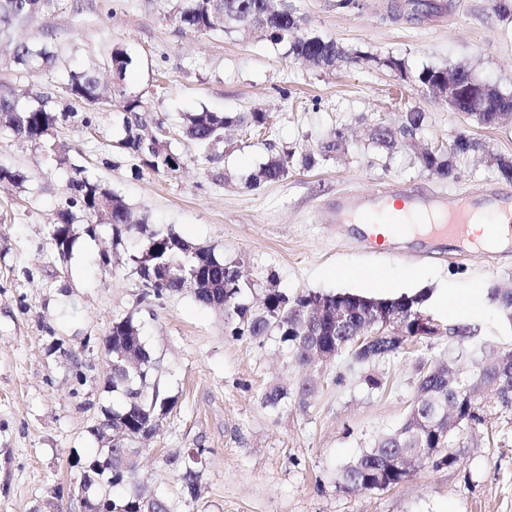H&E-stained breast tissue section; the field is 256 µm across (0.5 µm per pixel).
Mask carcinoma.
Masks as SVG:
<instances>
[{
  "instance_id": "carcinoma-1",
  "label": "carcinoma",
  "mask_w": 512,
  "mask_h": 512,
  "mask_svg": "<svg viewBox=\"0 0 512 512\" xmlns=\"http://www.w3.org/2000/svg\"><path fill=\"white\" fill-rule=\"evenodd\" d=\"M55 0H0V42L12 46L6 65L39 71L56 65L57 55L46 41L41 43L16 42L14 31L33 17L51 12ZM176 16L183 29L205 34L214 31L228 33L221 21V13L228 11L238 18L239 32L259 31L254 39L266 43L275 50L295 58H305L319 69L333 68L337 56L352 62H376L370 54L350 53L335 41L313 38L304 28V20L298 14L292 0H281L279 7L271 6L270 0H175ZM133 57L127 48L112 47L108 66L112 71V87L100 83L96 72L83 70L72 72L65 84V95L72 105L59 109L54 97L47 92L35 95L33 101L24 104L9 91H0V125L6 127L14 137L39 144L54 128L71 122L78 115L74 107L83 103L99 110L112 106L120 99L123 126L126 136L117 142L116 148L130 152L139 158L142 165L154 173L168 174L180 167L181 156L177 154L156 126L153 134H145L144 114L151 111L148 103L140 96H128L122 87L127 69ZM381 65L409 76L413 81L425 85L434 83L445 74L442 67L424 66L411 71L405 60L388 56ZM489 109L483 112L466 111L468 119L481 127L496 126L499 106L512 107V91H502L488 86ZM267 124L264 112L241 113L212 112L205 107L193 112L182 113L183 135L194 144L196 151L206 160L212 159L217 147L223 143L224 130L231 126L261 127ZM426 125V114L411 109L404 113L398 137L385 131L371 137L376 148L389 153L398 147L401 140L422 141ZM346 145L345 133L333 132L320 142L316 149L301 154L304 168L311 169L321 160ZM419 165L442 176L453 173V163L447 153L438 149H425L414 153ZM294 152L275 153L247 176L249 186L257 188L263 184L277 182L288 174L289 163ZM74 176L67 185V198L58 212L57 222L49 230L51 244L58 253L68 255L76 242V221L79 217H100L112 225L117 239L124 233L143 234L144 240L131 250L128 261L134 274H143L142 282L147 287L143 298L160 299L167 294L182 291L180 278L173 275L175 265L186 270L199 269L207 273L209 286L193 294L195 301L203 307L224 313V321L231 334L237 337L269 339L278 344L283 355L297 363L307 365L312 359L313 344H329L340 350V355L352 363L370 365L380 359L406 352L409 345L425 339L419 334V325L414 313L421 311L423 298L420 295L403 294L383 300L391 310L406 319L408 337L405 342L381 337L370 344L359 341L358 331L362 318L353 312L350 320L336 324L335 320L317 319L319 309H332L336 301L343 298L358 299L353 293H321L303 291L288 296L277 288L275 277L267 279L264 286L262 308L254 309L243 299L248 284L233 280V269L238 261H227L215 255L208 247L194 244L171 230H147L145 219L135 215L125 199L100 180L86 175V168L72 165ZM469 335L460 334L461 343L457 355L470 359L476 366L482 363L483 351L476 345L467 344ZM104 345L118 347L130 352V361L120 360L112 355L115 366L110 370L107 391L117 397L112 407L101 408V417L91 428V435L100 448L85 458H77L75 465L81 475L90 474L88 492L93 500L90 512H170L166 495L155 492L143 494L135 479L138 450L133 444L152 434L163 416L171 412L175 401L163 394L159 384L150 380L155 361L146 347L142 325L132 316L112 321V327L105 336ZM418 388L429 392V401L411 408L402 429L409 431L404 439L396 433L386 434L374 445L363 451L348 464L342 472V487L362 490H384L393 487L409 477L405 459L429 454L433 456V467H450L458 463L459 455L449 451L453 447L452 437L459 431H450L443 437L427 424L435 414L443 411V405H456V417L461 426L481 423L487 416L488 405L465 404L458 400V394L471 375H463L450 381L433 367L422 362L418 368ZM484 379L495 386L496 405L512 409V350L503 352L500 360L485 368ZM289 393L280 386H271L262 394L264 405L276 408L288 402ZM204 449H189L173 461L180 467L179 479L184 490L191 496L197 492L199 464Z\"/></svg>"
}]
</instances>
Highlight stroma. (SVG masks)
<instances>
[{"label":"stroma","mask_w":512,"mask_h":512,"mask_svg":"<svg viewBox=\"0 0 512 512\" xmlns=\"http://www.w3.org/2000/svg\"><path fill=\"white\" fill-rule=\"evenodd\" d=\"M440 9L412 18L406 0H359L350 11L336 0H294L306 30L348 50L377 55L370 64L314 69L264 43L221 33L185 31L172 0H58L51 15L21 27L18 36L51 43L60 54L50 69L0 68V87L29 102L39 91L65 101L69 72L102 70L113 46L134 58L123 87L148 99L154 119L173 130L181 155L177 171L156 174L117 152L124 129L117 110L95 111L90 125L57 127L40 145L18 141L0 128V165L23 170L20 186L0 184V512H84L77 497L74 460L96 443L90 429L111 406L102 341L114 318L135 315L147 347L160 362L156 379L175 400L159 430L139 443L138 479L165 492L171 512H512V410L495 407L483 423L465 429L460 461L425 464L382 491H348L344 465L374 440L398 428L417 394L419 359L447 357L457 329L473 331L487 353L512 349V322L488 291L512 286V255L492 264L478 256H425V244L398 250L370 246L354 225L332 221L338 197L409 185L420 190L475 195L494 185L512 193L494 157L512 159V124L468 126L423 86L402 81L381 58H403L410 70L462 66L502 90H512V19L493 0H440ZM270 113L261 134L227 132L220 156L200 158L177 136L183 112ZM417 108L427 114L423 133L447 149L468 129L481 147L454 158V174L422 169L411 151L375 149L368 131L398 123ZM345 147L324 164L290 167L282 180L250 188L245 176L269 155L302 153L334 129ZM84 165L122 195L148 227L162 225L227 260L243 259L258 305L268 274L278 288L370 295L366 272H384L395 295H424L423 312L440 335L414 352L366 366L337 358L317 374L307 404L289 399L273 410L261 403L265 387L296 391L308 369L286 361L271 341L227 332L222 313L183 292L143 300L128 249L114 244L111 225L80 234L63 258L50 243L69 178L58 156ZM111 263L101 267V252ZM485 295L475 306L437 307L448 289L463 297L472 285ZM381 376L386 388L369 392L363 379ZM205 449L199 492L181 488L170 454Z\"/></svg>","instance_id":"stroma-1"}]
</instances>
